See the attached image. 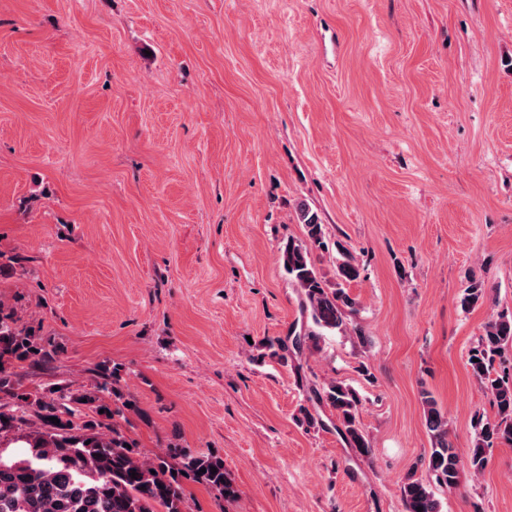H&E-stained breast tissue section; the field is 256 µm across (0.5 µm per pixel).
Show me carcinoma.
<instances>
[{
    "label": "carcinoma",
    "instance_id": "cac0c4a2",
    "mask_svg": "<svg viewBox=\"0 0 512 512\" xmlns=\"http://www.w3.org/2000/svg\"><path fill=\"white\" fill-rule=\"evenodd\" d=\"M298 220L305 239H289L281 248L282 264L300 290L302 307L310 314L314 328L295 334L293 346L301 350L315 342L324 331L346 328L355 311V301L344 284L360 278V269L348 254L336 262V283L331 287L312 260V252L325 248L323 224L307 203L297 205ZM485 288L473 279L461 298L469 310L485 301ZM14 313L0 309V398L12 400V407L0 402V433L28 422L32 413L44 429L26 438V457L0 455V512H188L185 484L204 483L225 499L237 497V490L224 468V460L211 454L193 455L171 448L149 458L141 453L119 428L112 435L98 431L93 420L75 421L80 406L105 417L124 415L133 403L125 397L117 367L98 370L101 382L80 394L48 390V395L31 398L15 388L14 373L5 360L39 365L58 355L60 348L50 339L38 338L31 327L19 328ZM512 345V313H501L485 326L484 335L467 357L472 373L491 395L496 418L474 422L476 441L470 455L462 459L448 441V419L435 397L422 391L424 420L431 448L423 465L436 484L449 491L460 489L461 475H475L488 464L487 449L512 447V370L498 372L497 357ZM112 396V404L105 395ZM315 399L336 411V428L349 447L367 456L370 443L360 425L361 399L340 381L314 391ZM55 417L59 424L49 421ZM216 472H211V468ZM205 473H200V470ZM405 512H440V503L430 485L411 474L400 487Z\"/></svg>",
    "mask_w": 512,
    "mask_h": 512
}]
</instances>
